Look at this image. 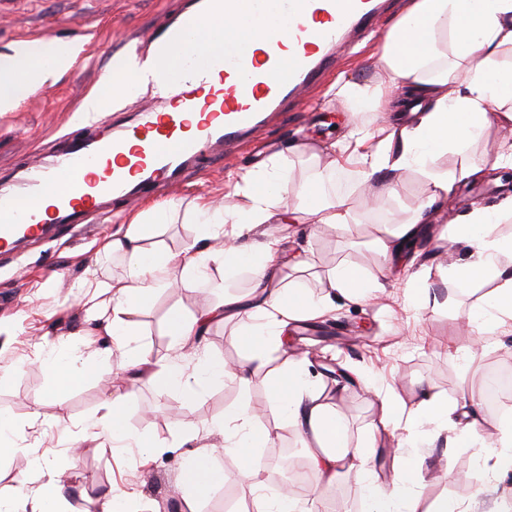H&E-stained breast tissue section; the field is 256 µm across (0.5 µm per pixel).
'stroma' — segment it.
Listing matches in <instances>:
<instances>
[{
	"label": "stroma",
	"instance_id": "obj_1",
	"mask_svg": "<svg viewBox=\"0 0 512 512\" xmlns=\"http://www.w3.org/2000/svg\"><path fill=\"white\" fill-rule=\"evenodd\" d=\"M184 0H0V53L21 42L53 38L80 48L72 68L48 88L31 94L20 111L0 114V176L14 178L30 166L34 156L49 158L59 150L62 134L85 137L78 115L86 96L113 77L118 59L129 56L133 40L145 36L163 20L173 18ZM382 35L364 33L341 48L336 66L313 92L308 109L286 108L253 133L246 146L229 160L206 163L202 170L184 173L176 185L160 189L142 202L140 211L175 210L173 223L160 225L152 244L177 253L195 237L198 227L191 214L201 197L233 195L234 174L257 168L267 159L295 144L302 152L290 159L293 180L284 198L299 203L301 183L310 168L307 155L339 140L354 115L350 105L330 92L338 78L372 83L380 76L375 68ZM395 193H381L376 203H366L346 169L336 170L329 189L349 197L357 233L319 230L314 216L301 224H266L253 235L264 241L273 233L282 239L283 260L309 258L306 273L285 269L289 281L302 282L320 292V280L342 262L359 265L382 284L370 298L352 302L335 298L333 309L322 318L289 324L285 339L289 359L307 356L313 375L326 388L344 386L337 403L348 425L351 440L375 441L370 461L381 478L392 475L395 439H406L410 452L424 458L425 479L417 486L421 507L440 499L471 498L470 488L479 461L465 446L446 449L445 430L422 420L413 428L397 427L393 434L378 430V405L383 397L416 407L423 390H431L456 404L463 392L481 391L485 372L512 363V331L479 335L466 325L468 311L489 297L493 283L469 287L449 274L450 265L463 258L467 246L455 236L454 225L473 207L495 206L512 192L503 178L487 177L460 185L440 209L430 232L416 242L414 261H385L370 245L376 228L406 217L425 196L426 181L415 171L396 178ZM134 211L118 203L105 205L97 227L82 232L57 226L51 237L26 243L13 255L0 259V415L13 423L11 432L21 451L0 461V495L12 494L21 478L34 480L46 471L64 475L67 512H89L99 500L119 494L126 512H183L184 491L179 473L184 456L208 443L212 427L224 411L248 402L264 425L275 426L277 416L268 402L266 372L255 374L248 386L234 381L217 382L189 398L180 392L145 381L132 383L101 356L110 345L98 323L87 320L81 285L84 281L112 279L124 273L119 259L104 257L102 246L121 235ZM212 286L178 294L158 293L138 318L139 340L153 358L172 356L164 321L170 308L194 310L230 288L240 293L253 286L250 271L210 268ZM248 316L213 325L199 337L183 362L215 356L230 366L243 362L244 347L235 333L248 325ZM76 334L78 355L96 360L66 394L64 403L48 396L54 379L45 370L40 353ZM344 371V378L327 375L330 366ZM128 397L125 420L133 432L152 441L150 454L103 448L83 443L79 454L70 448L82 424L103 416L108 399ZM193 426L197 436L187 439L172 428L173 419ZM222 485L201 499L197 512H251L247 482L231 456L220 454ZM315 512H366L367 502L354 476L338 486L313 481ZM512 500V477H490L487 490L471 498L472 512H492L500 498Z\"/></svg>",
	"mask_w": 512,
	"mask_h": 512
}]
</instances>
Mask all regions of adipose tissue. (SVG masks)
Returning a JSON list of instances; mask_svg holds the SVG:
<instances>
[{
  "mask_svg": "<svg viewBox=\"0 0 512 512\" xmlns=\"http://www.w3.org/2000/svg\"><path fill=\"white\" fill-rule=\"evenodd\" d=\"M507 50L512 51V0H409L403 16L386 33L376 59L381 79L364 85L337 81V95L353 105L357 118L333 148L341 157H360L359 189L372 191L379 182L385 191H392L393 177L409 168L426 178L427 194L422 204L375 239V247L385 260L402 258L406 243L420 237L422 224L447 205L458 182L485 177V170L471 162L467 150L491 123L512 122V109L499 108L504 98L512 96V63L502 60ZM77 53L74 45L48 40L23 42L0 53V112L20 111L29 95L54 85L72 67ZM370 112L382 113L381 126L368 127L364 116ZM441 152L457 155L458 168L435 169L433 158ZM284 155L276 154L243 177L236 186L235 200L199 199L193 213L200 231L181 254L144 244L157 225L171 221L167 210L133 218L120 238L106 244L107 252L123 260L125 274L118 279L86 282L84 305L87 317L99 322L123 352L124 373L140 374L151 362L144 350L131 345L140 311L157 293L202 287L213 264L248 268L255 286L246 296L227 292L196 311L175 308L169 312L166 330L174 354L151 378L183 395L196 396L208 384L227 379L248 385L256 371L272 362L277 337L289 323L325 311L326 296L312 295L280 278L277 240L263 241L256 248L243 241L261 225L280 223L288 210L285 199L274 191L292 176ZM310 161L312 174L302 184V195L315 199L313 212L319 223L351 231L355 218L348 198L328 190L335 163H321L316 152L311 153ZM506 216L512 218V199L493 210L477 207L466 213L456 233L467 241L468 256L449 269L465 286L496 282L490 299L497 313L491 325L495 331L512 327V236L497 231ZM327 286L341 297L362 299L378 288L379 281L359 266L341 264L328 272ZM242 313L253 318L236 337L249 350L244 363L230 367L214 357L202 358L191 368L183 363V350L213 322ZM268 392L280 427L302 439L310 471L326 484L354 474L360 477L371 500V512H394L400 502L406 503L407 512H418L414 487L423 478V459L404 448H394L392 480L384 485L375 483L366 468L372 456L369 444L349 441L344 419L329 393L310 378L305 361H293L289 367L270 373ZM125 403V396H113L106 413L89 424L84 435L111 448L146 453L148 444L124 424ZM463 416L465 443L475 446L477 456L493 458L498 472L512 471V417L498 418V436L488 444L480 440L482 418L478 410L464 411ZM216 434L219 447L235 458L250 485L254 512H305L293 495L283 491L266 495L261 479L264 465L257 451L272 441L273 434L248 403L225 410ZM222 482L212 451L188 456L180 470L187 512ZM64 500L60 477L50 476L40 485L22 480L10 497H0V512H64Z\"/></svg>",
  "mask_w": 512,
  "mask_h": 512,
  "instance_id": "1",
  "label": "adipose tissue"
}]
</instances>
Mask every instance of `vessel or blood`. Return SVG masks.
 I'll return each mask as SVG.
<instances>
[{"label": "vessel or blood", "instance_id": "1", "mask_svg": "<svg viewBox=\"0 0 512 512\" xmlns=\"http://www.w3.org/2000/svg\"><path fill=\"white\" fill-rule=\"evenodd\" d=\"M232 11L247 19L274 17L245 45H190L182 69L162 71L156 88L166 108L144 113L135 127L90 142L75 141L52 162H36L24 186L0 192V250L44 234L29 200L50 197L54 221L87 229L110 199L127 207L155 185L175 181L196 163L242 141L284 105L308 104L335 49L357 34L380 30L382 0H190L175 21L150 37L166 55L193 32Z\"/></svg>", "mask_w": 512, "mask_h": 512}]
</instances>
